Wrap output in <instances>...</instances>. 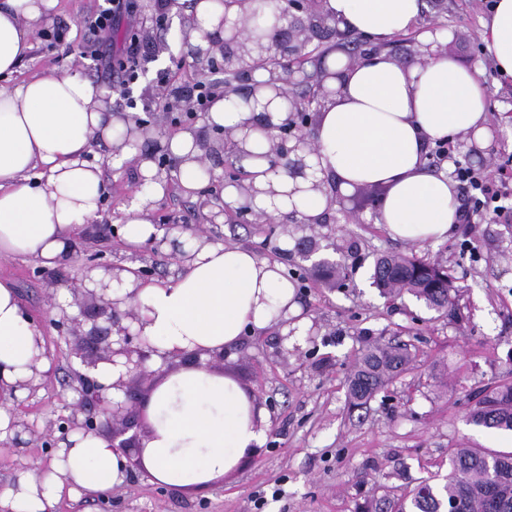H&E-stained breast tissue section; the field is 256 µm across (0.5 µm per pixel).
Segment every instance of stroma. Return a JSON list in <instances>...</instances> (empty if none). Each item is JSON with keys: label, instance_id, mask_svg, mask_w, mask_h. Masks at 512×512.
<instances>
[{"label": "stroma", "instance_id": "obj_1", "mask_svg": "<svg viewBox=\"0 0 512 512\" xmlns=\"http://www.w3.org/2000/svg\"><path fill=\"white\" fill-rule=\"evenodd\" d=\"M102 0H57L51 26L63 28L64 42L47 49L41 39L9 78L17 83L35 76L73 72L107 87L90 56L86 21ZM418 32L444 24L448 38L440 51L477 70L487 91L486 149L494 166L512 171V78L497 71L482 39L488 13L474 0H427ZM158 0H136L139 24L120 32L125 43L137 36L138 80L128 96L116 99L114 111L137 103L135 115L156 112L153 95L159 81L179 83L182 18L158 24ZM379 186L344 194L335 206L336 223L315 225L310 232L277 224L224 221L217 231L225 243L279 257L286 272L301 277L296 299L308 321L305 335L280 341L279 327L246 334L225 353L218 371L236 379L268 412L263 447L233 473L206 490L170 489L135 472L109 492L80 491L62 496L52 512H360L375 500L382 512L420 484L441 482L448 473L451 449L480 445L512 449V435L479 430L466 418L478 393L512 382V214L477 224L457 225L447 240L413 245L392 239L374 221ZM313 238L317 251L302 259L298 242ZM86 255L100 268L119 264L148 266L157 282L176 279L178 266L168 248H130L106 237L81 240ZM413 254L445 266L459 293L457 315L429 310L409 294L386 298L371 285L377 257ZM340 263L341 278L314 270L313 261ZM72 265L41 267L18 259H0V281L17 291L20 304L38 323L50 351L51 370L40 388L8 401L9 416L29 422L16 448L0 449V486L18 473H40L55 451L41 439L50 422L63 415L62 399H74L69 370L79 366V335L59 334L51 299L69 302ZM91 304L89 295L78 297ZM406 346L414 357L410 369L394 379L361 409L350 408L348 379L369 342Z\"/></svg>", "mask_w": 512, "mask_h": 512}]
</instances>
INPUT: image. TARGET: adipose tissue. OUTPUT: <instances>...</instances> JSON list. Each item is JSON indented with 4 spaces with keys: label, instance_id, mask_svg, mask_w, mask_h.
I'll list each match as a JSON object with an SVG mask.
<instances>
[{
    "label": "adipose tissue",
    "instance_id": "adipose-tissue-1",
    "mask_svg": "<svg viewBox=\"0 0 512 512\" xmlns=\"http://www.w3.org/2000/svg\"><path fill=\"white\" fill-rule=\"evenodd\" d=\"M57 0H0V75H11L32 48L31 36L50 21ZM424 0H325L341 27L383 42L411 31ZM172 13L196 16L190 42L202 44L224 7L220 0H175ZM501 74L512 77V0H496L482 34ZM328 84L333 103L319 112L316 141L326 191L287 198L257 196L268 210H298L319 217L327 191L358 186L387 189L377 213L394 238L423 244L447 238L458 215L457 188L444 173L430 171L426 155L436 141L473 133L491 136L486 92L475 71L441 54L410 68L387 52L347 68L334 58ZM107 91L76 74L44 75L0 87V257L43 267L69 258L85 225L99 217L106 186L94 140L112 143L124 128ZM179 162L176 177L194 193L208 182L196 161L192 133L166 143ZM142 189L123 208L125 244L150 243L157 232L148 213L165 192L157 169L140 161ZM187 271L169 283L122 277L135 290L143 336L155 348L154 363L173 353H210L239 344L245 331H263L298 315L295 288L280 262L252 250L198 237L183 241ZM40 332L23 311L12 285L0 282V381L11 385L51 362L36 344ZM151 432L141 450L153 482L173 489L203 490L234 472L266 440L264 412L235 379L194 364L160 378L146 408ZM126 460L108 441L70 435L42 479L25 473L0 487V512H50L62 492L107 491L123 483Z\"/></svg>",
    "mask_w": 512,
    "mask_h": 512
}]
</instances>
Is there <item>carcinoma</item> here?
I'll list each match as a JSON object with an SVG mask.
<instances>
[{
    "mask_svg": "<svg viewBox=\"0 0 512 512\" xmlns=\"http://www.w3.org/2000/svg\"><path fill=\"white\" fill-rule=\"evenodd\" d=\"M373 284L384 295L404 292L437 312L453 307L457 289L443 266L413 255H384L374 265ZM412 358L402 346L370 343L351 374L347 396L350 406L366 405L377 392L406 370ZM470 424L512 432V384L484 391L467 415ZM444 482L419 488L410 503L397 512H443L454 504L459 512H512V451L460 448L449 455Z\"/></svg>",
    "mask_w": 512,
    "mask_h": 512,
    "instance_id": "1",
    "label": "carcinoma"
}]
</instances>
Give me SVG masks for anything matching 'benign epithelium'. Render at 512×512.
<instances>
[{"label":"benign epithelium","instance_id":"benign-epithelium-1","mask_svg":"<svg viewBox=\"0 0 512 512\" xmlns=\"http://www.w3.org/2000/svg\"><path fill=\"white\" fill-rule=\"evenodd\" d=\"M255 0H222L224 9L236 5L239 12L231 18L224 15L220 25L204 35L207 47L198 46L184 58L192 59L199 80L210 84L213 96L237 97L249 107L252 116L243 123L246 129L244 137H236V129L213 126L209 136L197 139L196 144L202 150L199 160L208 165L209 181L207 186L198 191L205 197L204 205L210 206L218 213H227L238 224H255L263 218L267 223L277 220L255 204L256 196L264 194L270 198L290 197L301 191L298 182L309 183L310 190H323L325 180L319 177L322 172L319 156L314 143V126L318 112L322 111L329 98L336 90L327 87V79L333 77L325 67H320L317 75L316 103L307 107L301 99L290 92L289 87L309 79L304 65L316 62L326 54L324 44L335 43L340 46L350 40L358 43V48L350 56V63L360 64L377 54L384 45L372 47L365 37L357 36L349 29H342L338 22L324 13L322 0H283L287 4L280 20L262 38H254L250 32V20L254 12ZM267 60L278 64L268 68L269 79L258 81L255 74L258 67L255 62ZM222 74L224 79L212 81L210 77ZM268 90L272 96L262 100L260 94ZM192 97V87L182 88L176 103L166 102V119L168 126L181 132H196V123L206 120L204 112H183L185 100ZM277 98L288 102L287 116L280 123L271 122L270 105ZM127 131L112 153L118 154L125 147L138 151V158L149 160L156 165L157 176H166L171 180L170 172L178 167L167 150L158 145V141L168 137L166 127L136 115L125 116ZM256 132L267 138L269 149L258 155L246 148L250 133ZM233 157L241 162L245 158L261 157L268 168L267 188L254 186L253 175L242 167L224 162V158ZM288 177L294 187L285 193L275 184L282 177ZM233 187L238 192L235 205L224 202L222 190ZM281 224H323L326 215L316 219L298 218V211L293 209L282 215L277 221ZM71 262L76 266V276L70 282V290L77 294L84 292L95 298L93 310L82 309L70 316L62 305L57 308L62 312V321L58 327L67 331H77L86 326L84 334L87 344L96 349V356L82 359L89 369H97L101 364L121 367L116 380L105 386L98 380L80 371L74 372L78 386L75 388L77 399L68 408L71 413L59 419L57 426H48L45 438L53 437V430L66 435L78 431L83 435H95L99 426L97 418H104L105 423H118L120 427L112 430L109 442L111 447L121 451L129 460L130 466L144 471L140 451L143 440L150 432V426L144 413V407L131 404L127 390V380L134 375H151L148 362L152 359L154 349L131 327L122 324V318L138 320L133 306L120 310L119 304L130 301L134 294L128 293L122 299H114L106 294L107 288L98 293L89 290L85 281L94 266L83 262L80 247L73 246Z\"/></svg>","mask_w":512,"mask_h":512}]
</instances>
